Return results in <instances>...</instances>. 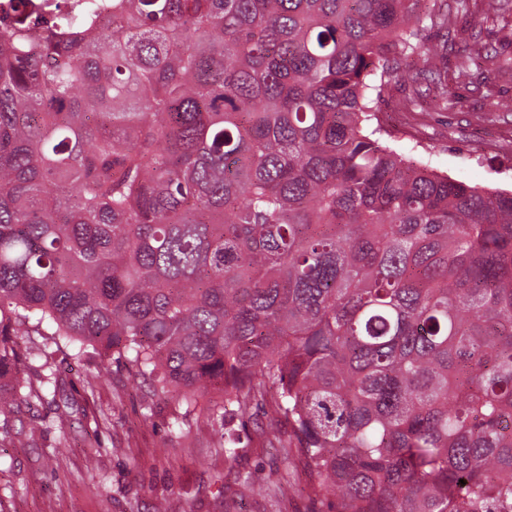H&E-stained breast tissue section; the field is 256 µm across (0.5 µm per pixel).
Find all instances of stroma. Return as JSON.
Segmentation results:
<instances>
[{
	"label": "stroma",
	"mask_w": 512,
	"mask_h": 512,
	"mask_svg": "<svg viewBox=\"0 0 512 512\" xmlns=\"http://www.w3.org/2000/svg\"><path fill=\"white\" fill-rule=\"evenodd\" d=\"M452 0H429L448 16L447 28L426 27L429 44L447 43L445 64L452 102H438L411 55L400 65L374 110L383 140L415 157L430 158L449 178L488 190H512V74L491 71L495 104L473 89L477 54L512 57V30L488 22L464 26ZM60 390L52 402L22 411L23 433L0 441L13 461L0 473V512H287L275 483L288 476L296 489L310 477L296 460L259 443L270 418L261 408L227 413L218 422L204 410L187 420L184 436L171 431L180 402L156 394L126 362L100 365L94 355L54 356ZM239 436L237 469L224 460L225 433ZM251 473L255 493L240 498L238 471Z\"/></svg>",
	"instance_id": "obj_1"
}]
</instances>
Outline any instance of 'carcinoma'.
<instances>
[{
    "label": "carcinoma",
    "mask_w": 512,
    "mask_h": 512,
    "mask_svg": "<svg viewBox=\"0 0 512 512\" xmlns=\"http://www.w3.org/2000/svg\"><path fill=\"white\" fill-rule=\"evenodd\" d=\"M424 2L0 20L1 435L91 349L180 400L181 436L202 400L268 409L327 512H512V191L370 126L410 51L448 101Z\"/></svg>",
    "instance_id": "obj_1"
}]
</instances>
